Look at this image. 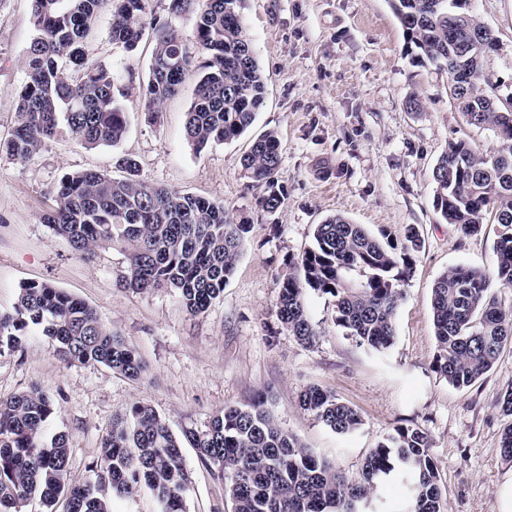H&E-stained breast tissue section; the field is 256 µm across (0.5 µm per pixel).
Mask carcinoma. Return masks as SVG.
I'll list each match as a JSON object with an SVG mask.
<instances>
[{"mask_svg":"<svg viewBox=\"0 0 512 512\" xmlns=\"http://www.w3.org/2000/svg\"><path fill=\"white\" fill-rule=\"evenodd\" d=\"M242 0H169L178 16L197 13L193 45L172 23H145L149 0H33L34 35L26 79L17 92V125L3 143L7 154L26 160L60 132L65 122L85 147L118 145L127 131L126 111L113 68L87 63L85 42L100 15L110 16L108 37L128 51L144 36L153 43L149 73L140 86L144 110L163 111L185 79L197 77L185 125L191 145L201 149L226 142L252 126L266 84L242 22ZM404 36L418 55L438 65H470L461 53L475 12L458 16L457 0H390ZM78 71L72 77L68 67ZM449 93L458 110L479 128L494 133L487 154L467 141L448 146L433 169L434 206L466 235L497 226L495 275L512 286V111L496 98L484 66L471 85ZM281 145L267 132L243 156L244 178L265 186L262 208L276 211L285 191L279 184ZM124 175L86 170L66 174L56 189V207L43 223L78 253L119 246L126 253L124 286L141 292L169 288L192 315L205 312L224 292L241 254L249 225L234 224L224 206L205 198L138 179V164L126 157ZM313 246L280 282L276 316L299 341L312 344L318 332L308 317L307 291L335 300L336 324L376 353L395 338V319L404 299L403 283L421 241L411 228L398 242L385 230L374 235L341 215L316 225ZM430 305L438 343L434 372L456 388L487 373L503 347L512 343V308L489 290V275L451 267L431 288ZM31 328L41 330L67 363L101 364L137 380L146 366L137 352L112 333L97 311L47 284L21 289L11 313H0V354L23 345ZM300 407L337 435L354 432L357 412L318 387L307 389ZM57 413L38 387L0 398V512H21L37 498L65 512H111L109 498L140 488L161 512H185L191 478L182 461V440L200 463L224 476L234 512H364L377 486L399 480L408 489L405 512H445L429 435L400 425L366 458L358 481L348 480L285 432L262 400L229 406L203 430L176 435L150 405L135 404L112 419L100 445V471L93 482L68 479V438H45Z\"/></svg>","mask_w":512,"mask_h":512,"instance_id":"cac0c4a2","label":"carcinoma"}]
</instances>
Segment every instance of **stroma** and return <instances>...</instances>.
Segmentation results:
<instances>
[{"label":"stroma","instance_id":"35a3bbf8","mask_svg":"<svg viewBox=\"0 0 512 512\" xmlns=\"http://www.w3.org/2000/svg\"><path fill=\"white\" fill-rule=\"evenodd\" d=\"M472 7L501 44L486 71L499 96H512V0H472ZM31 15L32 0H0L1 140L15 127ZM241 17L266 92L255 122L236 139L199 151L188 144L191 77L158 116L144 112L139 89L152 45L145 39L131 52L113 45L103 19L86 53L89 62L124 67L121 143L84 147L64 130L27 160L0 153V313L12 311L25 285L51 284L93 307L148 366L130 380L100 364L66 363L34 331L20 350L0 354V397L33 386L50 394L58 413L46 432L67 434L76 482L93 479L106 428L136 403L151 405L180 434L261 396L282 429L353 479L396 426L420 427L431 440L446 512H499V490L512 477V461L500 452L512 419L499 406L512 383V343L475 384L454 388L432 368L430 309L431 287L448 268L493 272L495 230L487 224L467 236L443 221L432 170L449 144L465 140L489 153L495 136L457 111L447 69L416 59L388 0H243ZM413 96L420 112L406 106ZM268 131L281 143L278 177L287 193L272 214L259 205L263 185L241 175L243 154ZM123 156L138 162L141 181L221 204L232 222L248 224L236 269L206 312L188 313L167 288H124L121 249L83 255L43 224L63 175L97 170L117 177ZM336 214L400 241L413 227L422 241L403 285L395 341L381 355L337 326L330 296L306 298L319 332L315 345L301 343L276 318L288 259L311 246L316 224ZM312 386L355 409L360 427L340 436L301 409L299 398ZM182 458L192 480L186 512H232L220 473L205 468L191 445Z\"/></svg>","mask_w":512,"mask_h":512}]
</instances>
